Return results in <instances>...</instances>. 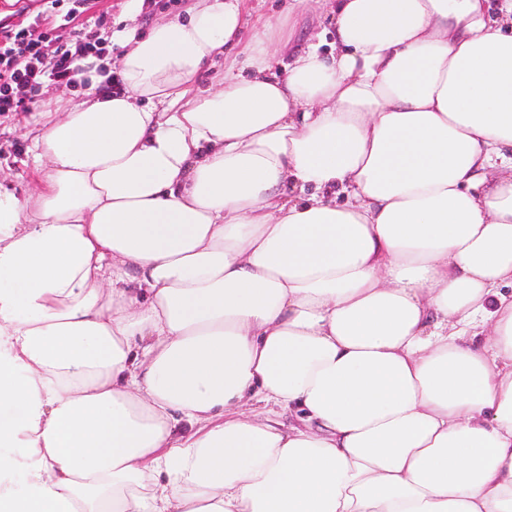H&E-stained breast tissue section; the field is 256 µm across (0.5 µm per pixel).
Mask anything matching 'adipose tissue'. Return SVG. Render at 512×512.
Instances as JSON below:
<instances>
[{"label":"adipose tissue","instance_id":"obj_1","mask_svg":"<svg viewBox=\"0 0 512 512\" xmlns=\"http://www.w3.org/2000/svg\"><path fill=\"white\" fill-rule=\"evenodd\" d=\"M247 4L0 178V512H512V0H323L326 53Z\"/></svg>","mask_w":512,"mask_h":512}]
</instances>
